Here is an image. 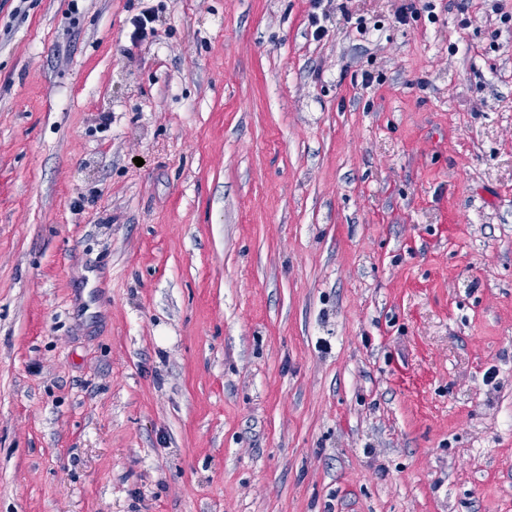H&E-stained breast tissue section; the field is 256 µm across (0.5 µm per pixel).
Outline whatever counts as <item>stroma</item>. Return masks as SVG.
Segmentation results:
<instances>
[{
  "instance_id": "1",
  "label": "stroma",
  "mask_w": 512,
  "mask_h": 512,
  "mask_svg": "<svg viewBox=\"0 0 512 512\" xmlns=\"http://www.w3.org/2000/svg\"><path fill=\"white\" fill-rule=\"evenodd\" d=\"M0 512H512V0H0Z\"/></svg>"
}]
</instances>
